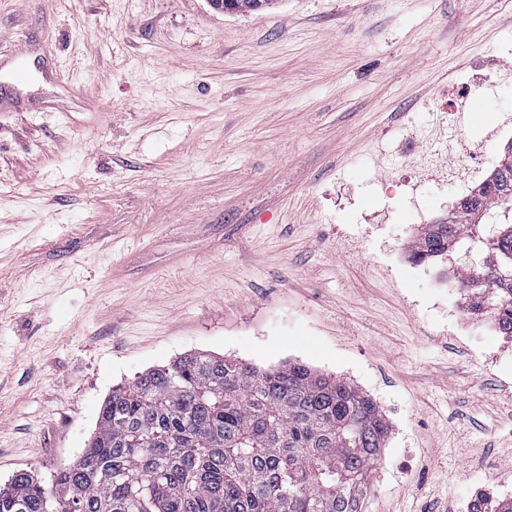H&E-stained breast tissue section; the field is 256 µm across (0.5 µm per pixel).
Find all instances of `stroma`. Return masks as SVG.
I'll use <instances>...</instances> for the list:
<instances>
[{
    "instance_id": "obj_1",
    "label": "stroma",
    "mask_w": 512,
    "mask_h": 512,
    "mask_svg": "<svg viewBox=\"0 0 512 512\" xmlns=\"http://www.w3.org/2000/svg\"><path fill=\"white\" fill-rule=\"evenodd\" d=\"M27 111L0 112V485L72 464L114 386L193 353L300 362L390 432L364 512H452L512 477V337L423 225L441 106L491 172L512 141V0H0Z\"/></svg>"
}]
</instances>
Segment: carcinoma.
Returning a JSON list of instances; mask_svg holds the SVG:
<instances>
[{
	"instance_id": "1",
	"label": "carcinoma",
	"mask_w": 512,
	"mask_h": 512,
	"mask_svg": "<svg viewBox=\"0 0 512 512\" xmlns=\"http://www.w3.org/2000/svg\"><path fill=\"white\" fill-rule=\"evenodd\" d=\"M512 164L497 166L459 203L464 219L427 224L415 260L477 243L466 217L495 223L494 249L512 256ZM472 311L512 335V279L488 268L458 278ZM389 427L353 383L300 363L259 371L188 354L112 389L94 436L69 466L0 486V512H362ZM472 512H512V498L475 497Z\"/></svg>"
}]
</instances>
